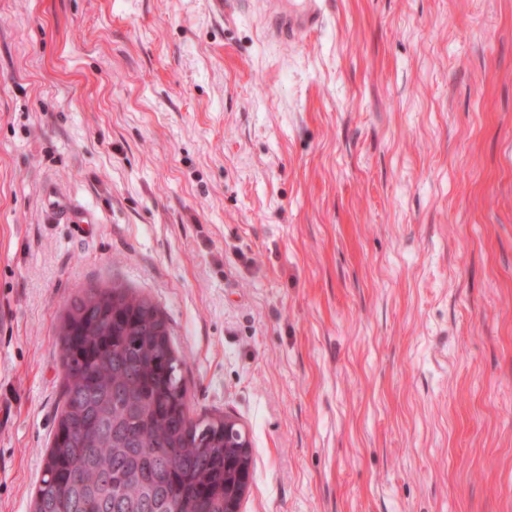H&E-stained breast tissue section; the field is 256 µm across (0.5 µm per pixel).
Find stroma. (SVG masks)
Returning <instances> with one entry per match:
<instances>
[{
  "label": "stroma",
  "mask_w": 512,
  "mask_h": 512,
  "mask_svg": "<svg viewBox=\"0 0 512 512\" xmlns=\"http://www.w3.org/2000/svg\"><path fill=\"white\" fill-rule=\"evenodd\" d=\"M0 0V512L70 301L162 311L242 512H512V0ZM271 3L275 5L269 13L274 33L288 41H295L321 25L326 0H278Z\"/></svg>",
  "instance_id": "1"
}]
</instances>
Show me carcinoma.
Segmentation results:
<instances>
[{"label": "carcinoma", "instance_id": "carcinoma-1", "mask_svg": "<svg viewBox=\"0 0 512 512\" xmlns=\"http://www.w3.org/2000/svg\"><path fill=\"white\" fill-rule=\"evenodd\" d=\"M63 404L34 512H224L238 449L224 415L189 416L163 313L121 286L74 298L60 331Z\"/></svg>", "mask_w": 512, "mask_h": 512}]
</instances>
